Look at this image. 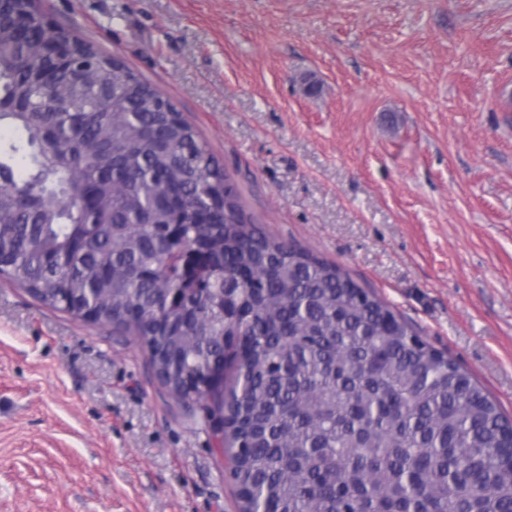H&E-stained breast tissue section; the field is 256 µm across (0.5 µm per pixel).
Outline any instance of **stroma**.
<instances>
[{"label": "stroma", "mask_w": 512, "mask_h": 512, "mask_svg": "<svg viewBox=\"0 0 512 512\" xmlns=\"http://www.w3.org/2000/svg\"><path fill=\"white\" fill-rule=\"evenodd\" d=\"M169 99L267 234L512 416V0H42ZM316 92H308V84ZM0 512H238L133 337L0 280Z\"/></svg>", "instance_id": "stroma-1"}]
</instances>
